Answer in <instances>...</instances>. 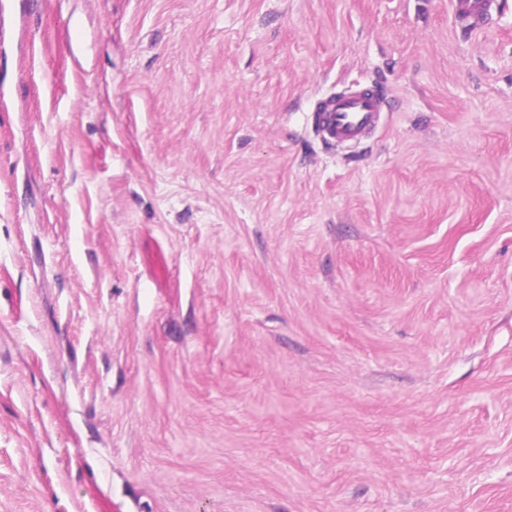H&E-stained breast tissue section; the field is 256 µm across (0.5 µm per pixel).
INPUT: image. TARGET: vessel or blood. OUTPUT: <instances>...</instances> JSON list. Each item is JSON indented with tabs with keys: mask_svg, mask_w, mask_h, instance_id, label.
Returning <instances> with one entry per match:
<instances>
[{
	"mask_svg": "<svg viewBox=\"0 0 512 512\" xmlns=\"http://www.w3.org/2000/svg\"><path fill=\"white\" fill-rule=\"evenodd\" d=\"M497 6V0H451L456 22L470 31L481 29ZM381 111L382 96L375 89L332 96L320 107L319 131L331 144L357 142L377 124Z\"/></svg>",
	"mask_w": 512,
	"mask_h": 512,
	"instance_id": "b4317fda",
	"label": "vessel or blood"
}]
</instances>
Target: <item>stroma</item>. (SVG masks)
Wrapping results in <instances>:
<instances>
[{"mask_svg": "<svg viewBox=\"0 0 512 512\" xmlns=\"http://www.w3.org/2000/svg\"><path fill=\"white\" fill-rule=\"evenodd\" d=\"M503 2L20 0L0 512H512ZM497 0H451L453 16L457 23L469 31L483 27L484 19L498 6ZM382 109V96L376 89L329 97L320 107L319 131L336 146L360 141L377 124Z\"/></svg>", "mask_w": 512, "mask_h": 512, "instance_id": "obj_1", "label": "stroma"}]
</instances>
